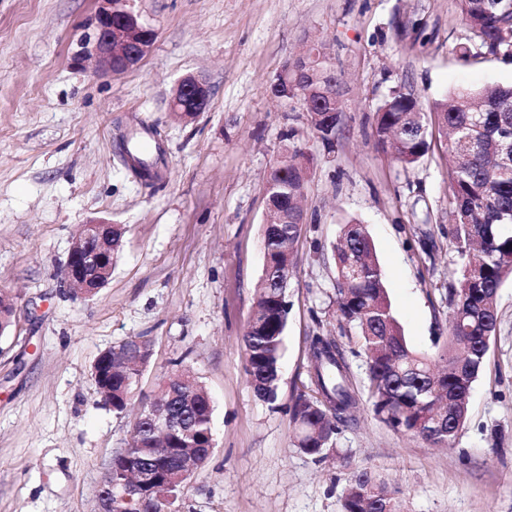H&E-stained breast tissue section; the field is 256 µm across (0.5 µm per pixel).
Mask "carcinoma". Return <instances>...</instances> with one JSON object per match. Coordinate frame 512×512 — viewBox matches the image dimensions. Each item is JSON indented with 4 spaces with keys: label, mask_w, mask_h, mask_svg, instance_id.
<instances>
[{
    "label": "carcinoma",
    "mask_w": 512,
    "mask_h": 512,
    "mask_svg": "<svg viewBox=\"0 0 512 512\" xmlns=\"http://www.w3.org/2000/svg\"><path fill=\"white\" fill-rule=\"evenodd\" d=\"M462 20L473 41L459 49L465 63L494 57L512 61V0H457ZM315 134L328 142L343 120V104L328 105L309 83ZM411 92H395L377 112L375 137L390 146L404 165L418 162L429 150L428 125L416 111ZM439 133L449 137L448 176L451 214L448 230L462 260L460 276L448 289V338L438 348L444 363L434 373L432 359L407 345L401 326L386 298L383 273L374 258V245L360 224H346L333 245L336 264V306L340 321L354 326L362 349L369 355L367 397L376 416L388 427L418 437L430 445H454L468 413V393L479 376L490 343L496 335L497 295L512 276V85L487 86L479 91L461 90L435 104ZM303 155L294 146L270 167V193L291 204L304 196L307 167L289 162ZM266 224L263 228L264 271L254 310L243 337L246 372L254 394L268 403L277 401L280 386L283 332L288 301L281 297V281L293 270L295 245L303 225ZM14 299L0 291V331L12 322ZM150 359L149 348L140 361L123 364L101 355L95 366L107 375L108 401L118 413L133 398L141 368ZM311 384L314 396L298 397L291 408L295 447L317 457L333 443L340 427L353 421L360 396L351 380V366L344 350L329 336L311 337ZM157 397L172 410L189 413V426L172 443L185 448L184 458L162 461L168 479L131 507L130 512H167L168 498L178 493L186 475L194 474L208 459L214 442L213 406L198 378L188 369L167 375ZM163 447L148 421L131 429L127 453L155 461ZM344 512H403L400 490L367 470L349 474Z\"/></svg>",
    "instance_id": "1"
}]
</instances>
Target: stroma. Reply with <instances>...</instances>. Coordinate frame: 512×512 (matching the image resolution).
<instances>
[{
  "mask_svg": "<svg viewBox=\"0 0 512 512\" xmlns=\"http://www.w3.org/2000/svg\"><path fill=\"white\" fill-rule=\"evenodd\" d=\"M157 38L134 71L101 76L89 50L95 0H0V289L16 313L0 336V512H98L132 413L112 410L92 378L104 350L132 337L152 355L134 393L152 399L185 367L213 404L215 447L183 486L178 512H343L351 469L401 492L405 512H512V281L469 394L454 447L378 421L369 402L315 459L292 443L289 411L310 394V338L344 349L356 383L366 363L336 315L331 247L343 224L366 226L406 341L436 352L448 333L459 258L448 237L445 139L416 164L377 146L376 113L393 90L424 113L461 88L512 84V63H463L471 33L456 0H138ZM324 44L344 116L332 145L299 99L271 86L287 58ZM211 88L193 119L170 107L178 82ZM148 131L162 179L145 185L120 137ZM309 159L305 224L288 287L279 398H257L243 336L263 271L265 184L289 145ZM124 225L122 253L98 294L63 286L84 224Z\"/></svg>",
  "mask_w": 512,
  "mask_h": 512,
  "instance_id": "stroma-1",
  "label": "stroma"
}]
</instances>
